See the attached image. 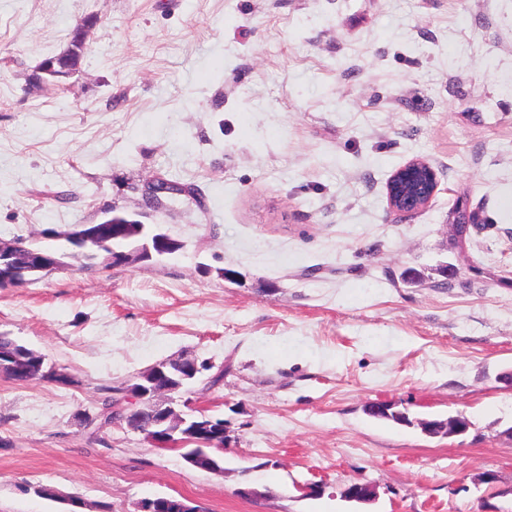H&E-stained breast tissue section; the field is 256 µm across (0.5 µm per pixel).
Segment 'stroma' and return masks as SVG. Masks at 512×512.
I'll use <instances>...</instances> for the list:
<instances>
[{
  "label": "stroma",
  "mask_w": 512,
  "mask_h": 512,
  "mask_svg": "<svg viewBox=\"0 0 512 512\" xmlns=\"http://www.w3.org/2000/svg\"><path fill=\"white\" fill-rule=\"evenodd\" d=\"M88 19L79 73L33 84ZM415 159L439 187L403 217ZM155 177L199 197L149 203ZM109 212L184 248L0 288V333L73 378L0 376V512H65L36 484L89 512H360L353 481L370 512H512V0H0V240ZM178 355L224 372L182 395L223 419V474L75 421ZM436 171L415 159L397 170L387 185L390 208L399 215H413L428 206L438 189ZM446 421L432 420L424 423L425 433L430 436L452 437L465 434L470 424L463 417H449ZM174 511H167L169 508ZM135 512H206L198 505L185 498L176 496H160L153 499H144L137 505Z\"/></svg>",
  "instance_id": "1"
}]
</instances>
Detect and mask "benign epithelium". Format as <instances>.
Returning <instances> with one entry per match:
<instances>
[{
  "label": "benign epithelium",
  "mask_w": 512,
  "mask_h": 512,
  "mask_svg": "<svg viewBox=\"0 0 512 512\" xmlns=\"http://www.w3.org/2000/svg\"><path fill=\"white\" fill-rule=\"evenodd\" d=\"M79 61L75 57L74 47L47 58L38 66L32 77L35 83L68 78L78 72ZM436 171L425 161L415 159L397 170L387 185L390 208L399 215H413L428 206L438 189ZM112 226L124 238L145 237V225L135 220L112 216ZM172 239L163 233H154L149 241L131 253H119L125 262L138 261L163 254ZM36 266L48 273L57 268V261L44 254L29 250L25 264L14 270L16 281H23V274ZM206 368L196 359L180 355L163 361L136 377L135 382L122 386L121 400L126 403L129 414L137 418L128 420L127 427L144 434L158 448L182 447L187 443L198 445L195 453L185 457V461L201 470L221 475L224 467L220 457L212 454L211 449H224L227 435L222 432L215 435L209 431L206 415L194 417L176 408L173 394L178 393L197 374ZM470 427L463 417H452L446 421L432 420L424 423L426 434L430 436L452 437L465 434ZM342 497L348 501L369 503L375 499L374 489L359 482H352L342 490ZM204 512L199 506L185 497L160 496L144 499L137 505L136 512Z\"/></svg>",
  "instance_id": "benign-epithelium-1"
}]
</instances>
